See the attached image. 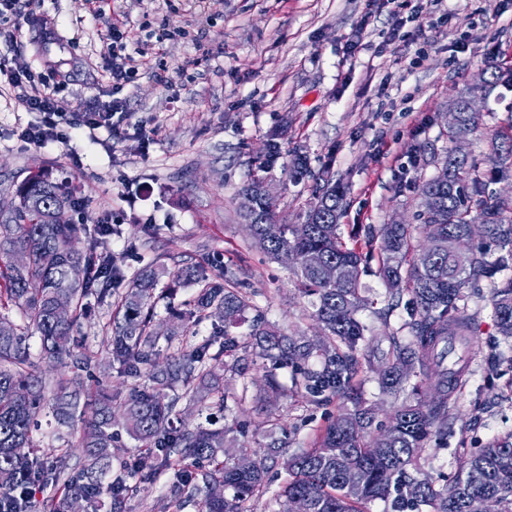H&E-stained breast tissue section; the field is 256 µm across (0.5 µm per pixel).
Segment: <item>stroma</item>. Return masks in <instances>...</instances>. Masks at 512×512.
I'll return each instance as SVG.
<instances>
[{
	"instance_id": "1",
	"label": "stroma",
	"mask_w": 512,
	"mask_h": 512,
	"mask_svg": "<svg viewBox=\"0 0 512 512\" xmlns=\"http://www.w3.org/2000/svg\"><path fill=\"white\" fill-rule=\"evenodd\" d=\"M120 26L122 53L136 66L120 87L101 74L111 26ZM0 59L48 74L60 109L118 100L121 138L99 132L73 140L82 168L74 176L90 212L111 214L120 234L103 242L125 277L161 260L168 269L156 294L157 325L195 297L193 283L173 282L184 265L206 274L233 269L245 282L252 312L291 336H315L311 300L290 269L271 261L249 239L236 214V194L257 166L275 196L281 224L300 223L322 172L346 193L339 232L365 247L370 230L412 219L422 180L438 172L450 143L448 97L481 72L512 64V0H35L31 18L8 24ZM167 83H160V76ZM33 116L0 97V202L40 171L59 179L62 144L26 146L17 127ZM512 120V94L488 100L469 151L485 163L496 129ZM280 153L269 158L268 144ZM311 174L288 176L294 155ZM370 262L361 277L376 311H361L369 335L402 333L409 294L389 307ZM490 281L466 289L463 304L475 326L468 372L450 402L447 441L423 454L433 477L451 476L461 449L512 433V339L500 336L490 305ZM251 383L225 381L224 424L262 450L269 413L288 427L289 448L309 446L332 404L288 394L272 398V369L256 352L243 354ZM126 478V477H125ZM134 491L124 512H164L170 473L149 483L126 478Z\"/></svg>"
}]
</instances>
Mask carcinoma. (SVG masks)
<instances>
[{"label": "carcinoma", "instance_id": "cac0c4a2", "mask_svg": "<svg viewBox=\"0 0 512 512\" xmlns=\"http://www.w3.org/2000/svg\"><path fill=\"white\" fill-rule=\"evenodd\" d=\"M502 87L512 91V65L499 66L480 86L459 90L452 104L459 113L448 140L472 132L479 115L467 110L468 101L490 97ZM493 159L485 171L469 156L448 151L441 160L440 178L421 182L416 224H383L379 239L378 274L390 299L403 291L412 296L409 342L395 334L378 371L380 391L395 395L411 377L434 371L432 387L439 398L430 404L404 402L394 408L390 425L374 426L376 413L362 387L371 368L366 328L359 319L369 300L362 295L361 275L373 252L349 246L337 233L344 190L334 183L316 192V202L299 224H278L266 210L260 192L264 178L255 175L238 191L237 211L252 223L251 238L266 240L264 253L294 269L301 293L312 298V317L322 331L306 344L269 326L260 314L251 325L259 357L273 366L291 368L297 394H317L337 404L336 414L312 445L288 452V441L274 439L258 453L228 438L211 410H225L224 373L246 379L238 351L247 348L231 328L249 308L236 272L224 269L210 277L195 267L177 273L200 285L193 307L179 315L165 340L180 334L188 322L217 316L222 328L190 348L163 354L160 336L152 330L155 290L166 274L162 264L150 265L128 283L116 302L115 321L103 325L102 347L119 364V372L133 379L128 392H114L100 379L86 375L98 353L83 346L74 352L87 299L111 294L100 287L102 278L124 280L113 260L99 250L97 230L74 224L68 213L78 187L34 174L15 191L18 207L0 213V512H68L80 501L85 512H123L130 487L117 479L103 486L112 468L115 423L123 422L137 443L138 454L123 470L149 478L173 472L177 495L167 503L179 512L182 496L204 492V512H247L245 504L266 492L269 470L279 453L288 479L279 497L289 512L297 497L310 503V512H367L381 500L392 512H469L475 498L496 501L498 512H512V433L459 459L457 474L445 484L422 474L421 454L431 443L448 436V404L462 383L465 367L448 369L449 345H470L474 328L459 306L464 289L486 279L493 285L491 304L498 333L512 338V276L497 278L512 268V198L487 193L486 177L512 179V123L493 134ZM484 217L486 237L501 255L495 263L483 253L461 261L453 241L465 235L474 219ZM87 238L85 247L79 239ZM28 255L24 265L13 256ZM336 266V281L327 282L322 267ZM110 268L102 277L98 269ZM70 304L65 320L55 316L58 299ZM38 336L40 357L64 366L52 379L56 390L49 407L57 427V444L38 451L34 439L44 411L45 379L31 356L29 339ZM186 400L207 411L206 424L177 427L178 405ZM83 424L77 441L66 430ZM14 448L28 449L24 460ZM215 485L226 494L210 493Z\"/></svg>", "mask_w": 512, "mask_h": 512}]
</instances>
